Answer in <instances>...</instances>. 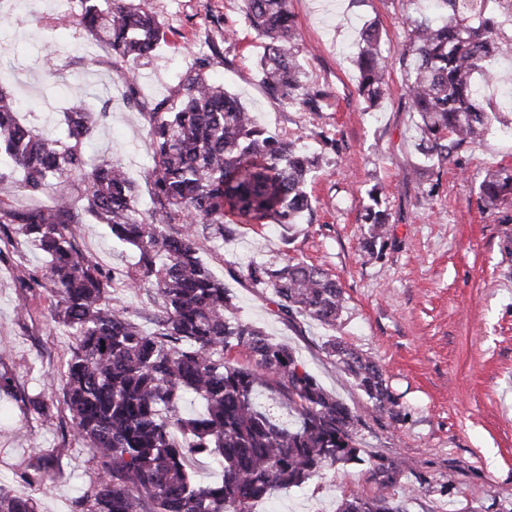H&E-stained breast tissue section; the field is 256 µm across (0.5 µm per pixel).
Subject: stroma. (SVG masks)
Here are the masks:
<instances>
[{
  "mask_svg": "<svg viewBox=\"0 0 512 512\" xmlns=\"http://www.w3.org/2000/svg\"><path fill=\"white\" fill-rule=\"evenodd\" d=\"M167 40L136 67L126 84L106 64L104 44L61 23L81 0H0V72L13 94L42 119L53 120L69 92L110 101L90 156L120 159L148 206L144 172L152 162L143 105L172 94L198 58L210 78L239 97L270 131L298 140L322 164L309 189L314 211L301 223L239 228L224 245L206 244L203 257L224 280L241 315L287 345L321 385L356 415L359 463L325 467L299 488L277 492L255 512H336L352 491L377 493L369 474L374 456H397L405 470L396 492H411L410 512H512V206L483 208L479 182L512 167V134L495 131L462 148L447 163L423 161L418 116L405 95L399 57L406 15L436 10L434 0H289L303 63L329 98L323 111L270 98L257 62L264 41L244 22L243 0H148ZM58 25H49V18ZM377 21L388 61L386 95L366 109L357 92L354 53L364 22ZM60 64L48 75L45 60ZM335 139L329 149L324 138ZM390 215L382 255L368 256L364 213L371 187ZM432 199H425V192ZM81 248L104 270L133 263L106 225L82 223ZM323 268L340 284L346 306L337 336L383 366L402 419L377 415L322 348L325 329L275 312L269 289L240 279L251 261L283 257ZM42 252L16 238L0 253V366L15 378L0 393V484L19 494L50 473L40 512H73L93 473L89 451L73 436L57 370L69 355L65 327L50 321L45 296L18 288L21 271H41ZM47 404L44 414L32 408Z\"/></svg>",
  "mask_w": 512,
  "mask_h": 512,
  "instance_id": "35a3bbf8",
  "label": "stroma"
}]
</instances>
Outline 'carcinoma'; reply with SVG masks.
Here are the masks:
<instances>
[{"label": "carcinoma", "instance_id": "carcinoma-1", "mask_svg": "<svg viewBox=\"0 0 512 512\" xmlns=\"http://www.w3.org/2000/svg\"><path fill=\"white\" fill-rule=\"evenodd\" d=\"M104 2L101 9L96 0H84L69 23L106 43L108 65L131 86L134 64L154 54L166 32L146 0ZM243 2L245 23L265 40L258 62L265 92L303 112L323 111L328 93L308 77L288 0ZM436 2L439 16L406 18L400 66L420 118V150L441 164L499 122L484 88L496 81L493 63L512 55V41L502 37L503 13L488 9L489 0ZM381 41L378 23L365 22L355 63L358 93L370 109L387 85ZM207 66L200 61L172 98L144 112L153 146L146 209L121 160L92 164L87 157L108 103L69 99L54 120L58 132H42L0 83V155L7 159L0 183L35 195L78 180L84 211L136 254L126 270L101 268L78 244L79 214L68 196L36 207L0 199L3 236L9 240L14 232L46 256L45 270L22 273L19 284L42 289L51 321L73 338L59 370L63 405L95 473L75 512H254L327 465L361 461L356 416L288 346L235 315L233 296L201 257L203 243L222 242L240 226L299 223L314 210L308 183L319 166L317 156L269 131L236 95L213 85ZM368 195L364 249L372 254L384 243L389 215L380 208L378 188ZM477 196L486 208L512 203V168L487 174ZM242 276L271 290L279 316L336 329L344 292L322 269L284 257L252 262ZM119 286L153 291L152 331L113 303ZM323 349L377 414L400 420L398 399L371 355L337 336L326 337ZM238 350L252 364L234 362L230 355ZM266 390L294 414L293 422L263 404ZM188 397L202 403L201 414L181 415ZM192 456L216 461L221 479L195 481L187 469ZM402 470L397 457L375 458L371 476L380 493L354 491L338 512H408L410 493H384ZM31 486V493L17 495L0 484V512H38L36 495L47 491L46 478Z\"/></svg>", "mask_w": 512, "mask_h": 512}]
</instances>
